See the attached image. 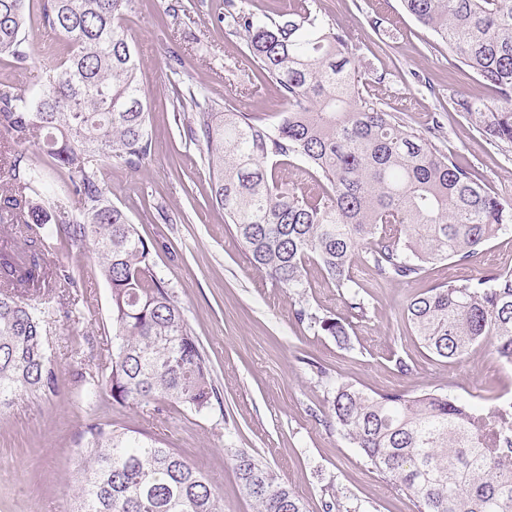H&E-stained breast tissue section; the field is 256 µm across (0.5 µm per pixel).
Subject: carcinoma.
<instances>
[{
	"label": "carcinoma",
	"instance_id": "1",
	"mask_svg": "<svg viewBox=\"0 0 512 512\" xmlns=\"http://www.w3.org/2000/svg\"><path fill=\"white\" fill-rule=\"evenodd\" d=\"M131 3L41 0L39 24L67 47L63 70L48 73L32 95L0 90V131L15 146L0 223L29 229L24 255L0 252V407L23 392L58 389L46 346V323L59 312L52 288L78 283L45 265L51 246L38 229L46 224L73 245H91L110 288L109 373L87 382L85 393L199 414L216 397L199 343L154 270L153 246L98 178L108 160L136 169L151 155L149 108L124 25ZM401 4L493 92L489 100L459 96L453 110L490 139L512 144V0ZM218 22L243 37L284 110L273 124L234 108L220 114L189 87L174 111L191 114L184 135L204 149L211 202L255 269L298 289L313 263L362 317L365 291L349 273L354 259L382 281L413 283L430 264L471 260L512 224V204L437 147L442 113L423 137L363 97L343 31L302 4L264 18L230 11ZM30 26L25 0H0V55L18 66L29 58ZM35 139L67 175L76 209L52 202L44 169L20 150ZM293 159L316 190L283 187L278 170ZM296 316L347 342L343 319L308 308ZM403 319L437 360H458L488 339L512 367V271L435 284L412 297ZM330 419L418 512H512V405L485 413L450 393L369 392L342 380L332 390ZM81 451L71 512H224L206 475L150 432L91 424ZM233 461L255 512H305L263 461L244 450Z\"/></svg>",
	"mask_w": 512,
	"mask_h": 512
}]
</instances>
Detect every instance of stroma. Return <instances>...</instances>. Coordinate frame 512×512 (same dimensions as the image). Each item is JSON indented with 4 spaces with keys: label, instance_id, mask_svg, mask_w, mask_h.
Listing matches in <instances>:
<instances>
[{
    "label": "stroma",
    "instance_id": "35a3bbf8",
    "mask_svg": "<svg viewBox=\"0 0 512 512\" xmlns=\"http://www.w3.org/2000/svg\"><path fill=\"white\" fill-rule=\"evenodd\" d=\"M169 2L134 0L125 18L150 108L151 155L136 170L105 163L99 178L112 203L154 244V269L184 311L218 399L197 414L175 404L156 411L120 405L106 395L86 398L76 375L100 376L109 363L104 330L110 291L95 273L91 246L54 241L45 256L48 267H68L78 279L74 289L57 284L54 296L77 300L79 314L71 319L58 314L49 324L47 352L59 392L21 394L0 412V512H69L80 436L92 423L147 430L164 439L210 477L224 498V512H253L233 470L238 449L264 461L307 512H323L332 496L343 512H417L412 500L329 425L328 384L341 378L364 389L411 395L437 389L465 401L512 391V370L501 368L490 342L474 345L460 360L436 361L401 319L409 300L433 284L485 270L512 271V229L500 232L470 264H434L412 284L380 282L370 266L355 261L351 276L367 293L363 318L347 316L341 290L316 265L307 268L306 287H280L249 264L223 211L212 206L203 150L186 144L173 104L177 91L193 85L222 106L244 101L264 122H274L283 109L275 86L251 63L245 41L218 18L230 9L261 18L288 10L292 0H183L186 10L176 19L165 13ZM306 2L319 18L346 32L352 65L368 80L366 99L421 136L433 114L444 113L439 148L472 166L491 193L512 202V146L492 141L451 109L457 95L486 99L490 90L400 0ZM372 16L397 29L398 40L381 43L368 24ZM178 44L195 52L176 75L167 58ZM25 46L30 59L24 66L0 57V89L37 92L46 69L66 53L38 25L27 31ZM380 73L385 81L372 83V75ZM160 207L170 223L156 221ZM306 304L322 315L347 316V343L299 322L296 311ZM404 354L414 362L406 376L395 369Z\"/></svg>",
    "mask_w": 512,
    "mask_h": 512
}]
</instances>
